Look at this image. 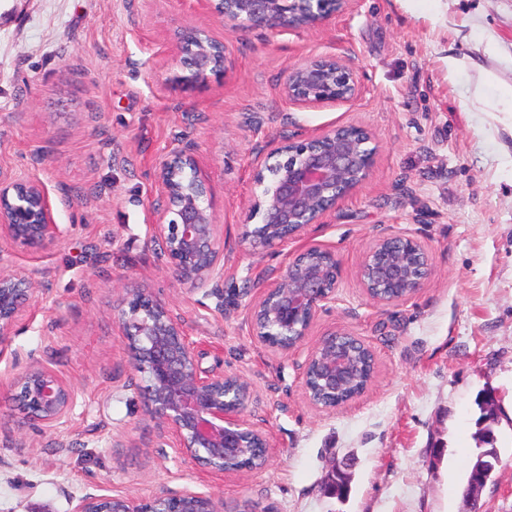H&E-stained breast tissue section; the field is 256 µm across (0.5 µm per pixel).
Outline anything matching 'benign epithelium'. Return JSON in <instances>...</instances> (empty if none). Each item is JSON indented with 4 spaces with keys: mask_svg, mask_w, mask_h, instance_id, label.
Segmentation results:
<instances>
[{
    "mask_svg": "<svg viewBox=\"0 0 512 512\" xmlns=\"http://www.w3.org/2000/svg\"><path fill=\"white\" fill-rule=\"evenodd\" d=\"M349 0H200L199 5L234 32L261 28L273 34L315 28L345 10ZM227 48L206 27L189 25L175 36L172 64L182 74L177 84L192 88L226 67ZM281 91L301 108L348 103L360 92L355 68L337 56H309L288 65ZM375 152L333 127L296 141L286 138L260 161L254 191L243 218L239 243L257 253L305 235L321 224L336 204L350 196L371 171ZM158 184L164 207L148 225L176 280L191 290L218 299L224 307V230L210 203L208 180L191 149L174 151L162 164ZM259 224L250 226L255 217ZM0 233L32 249L61 239L52 204L40 182L0 174ZM319 260H313V257ZM342 261L325 244L309 242L291 254L273 284L250 307L251 335L258 343L284 353L297 351L309 335L317 311L333 299L341 284ZM428 250L403 236L383 237L365 252L358 274L365 292L372 284L397 281L405 297L415 295L429 278ZM36 292L35 284L0 271V352ZM115 319L128 361L145 384V413L155 419L164 444L203 471L227 475L224 462L239 457L251 437L269 461L267 434L251 425L244 398L228 387L251 390L240 376L200 367L199 351L183 321L146 289L131 285ZM295 341L272 344L274 330ZM364 342L355 334L331 330L318 341L305 363L303 380L318 370L322 392L336 398L348 378L349 345ZM20 411L46 429L60 425L75 398L74 386L50 367L31 362L8 384ZM74 512H224V499L186 487L148 499L129 495L89 494Z\"/></svg>",
    "mask_w": 512,
    "mask_h": 512,
    "instance_id": "7a95c632",
    "label": "benign epithelium"
}]
</instances>
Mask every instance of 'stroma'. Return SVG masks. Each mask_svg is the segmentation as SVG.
I'll return each instance as SVG.
<instances>
[{"instance_id": "35a3bbf8", "label": "stroma", "mask_w": 512, "mask_h": 512, "mask_svg": "<svg viewBox=\"0 0 512 512\" xmlns=\"http://www.w3.org/2000/svg\"><path fill=\"white\" fill-rule=\"evenodd\" d=\"M188 24L224 41L232 63L189 89L172 64ZM316 55L354 64L356 100L299 108L282 96L288 65ZM347 125L374 137L370 175L305 234L340 256L341 285L284 354L254 341L250 306L302 241L247 252L240 219L261 153ZM187 143L224 226L220 301L181 285L147 234L160 166ZM1 172L42 184L62 238L40 250L0 238V268L37 287L0 379L39 361L76 399L47 430L0 391V512L187 486L223 497L226 512H462L486 388L500 462L481 503L512 512V0H351L319 28L282 34L227 30L197 0H0ZM389 235L424 244L431 275L380 305L358 270ZM132 281L183 319L203 369L250 383L247 420L272 445L264 469L214 476L162 446L113 318ZM335 328L371 346L374 376L319 409L303 370ZM333 468L346 499L325 488Z\"/></svg>"}]
</instances>
